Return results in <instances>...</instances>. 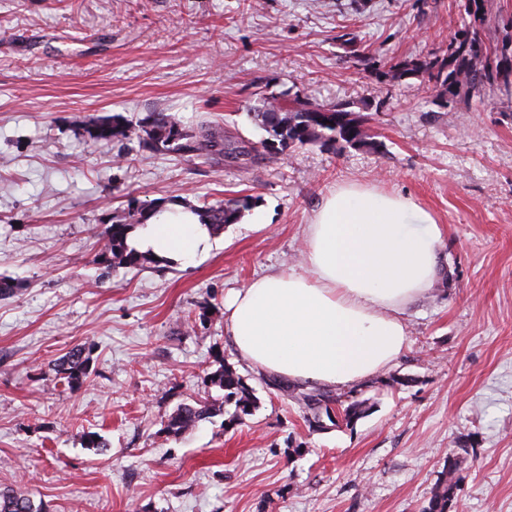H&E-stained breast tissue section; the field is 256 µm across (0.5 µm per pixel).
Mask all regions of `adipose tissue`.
Segmentation results:
<instances>
[{
    "label": "adipose tissue",
    "instance_id": "ef3b65f1",
    "mask_svg": "<svg viewBox=\"0 0 512 512\" xmlns=\"http://www.w3.org/2000/svg\"><path fill=\"white\" fill-rule=\"evenodd\" d=\"M199 214L167 202L131 239L170 259L206 252ZM443 231L411 197L349 183L324 197L305 229L304 269L252 278L224 301V330L263 372L306 385H354L407 345L405 314L442 264Z\"/></svg>",
    "mask_w": 512,
    "mask_h": 512
}]
</instances>
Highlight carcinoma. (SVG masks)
<instances>
[{"label":"carcinoma","instance_id":"carcinoma-1","mask_svg":"<svg viewBox=\"0 0 512 512\" xmlns=\"http://www.w3.org/2000/svg\"><path fill=\"white\" fill-rule=\"evenodd\" d=\"M487 0H459L461 24L448 42V53L442 60L415 58L392 63L382 58H371L369 63L379 77L390 82L419 78L434 99L443 106H451L461 96H473L484 88L496 89L512 99V19L504 23L509 33L501 41L485 45L479 36L486 22ZM250 118L268 137L261 141L263 153L274 157L293 146L314 145L330 149L343 142L356 148H376L377 142L365 120L344 104L313 105L298 97L287 101L278 97H263L253 107ZM86 132L97 141L137 138L139 147L152 154L175 152L182 156H195L203 150L221 153L223 143L218 133L206 134L189 130L182 120L171 114H160L141 125L133 124L121 115L83 122ZM252 206L251 198H230L216 205L205 204L198 211L205 225L218 233L228 224L238 222ZM151 210H140L139 217L118 219L105 227L100 235V256L112 255V264L137 266L143 256L129 248L127 239L137 224L144 223ZM88 357L81 346L74 347L54 365L56 376L74 388L87 377ZM215 385L224 390V402L235 405L233 415L224 420V429L234 426L242 417L252 414L256 399L251 389L228 365L223 364L213 375ZM306 413L312 427L321 426V415L330 414L332 407L341 411L350 422L366 413L367 400L353 395L341 397L327 392L303 393L292 396ZM217 412L216 404L196 401L183 404L174 412L167 424L173 436H180L196 424ZM461 478L458 463L448 459L441 472L436 491L422 512H450L458 501ZM0 512H42L27 496L11 489H0Z\"/></svg>","mask_w":512,"mask_h":512}]
</instances>
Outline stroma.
Returning a JSON list of instances; mask_svg holds the SVG:
<instances>
[{"label": "stroma", "instance_id": "35a3bbf8", "mask_svg": "<svg viewBox=\"0 0 512 512\" xmlns=\"http://www.w3.org/2000/svg\"><path fill=\"white\" fill-rule=\"evenodd\" d=\"M459 23L458 0H0L1 489L45 512H422L455 454L452 512H512V100L448 108L365 64L443 57ZM296 94L353 103L377 148L256 155L250 108ZM160 113L238 155H152L79 125ZM353 181L443 224V269L402 355L358 384L367 412L313 429L235 351L224 300L299 268L322 198ZM176 195L254 205L191 261L99 258L105 226ZM77 345L71 389L53 365ZM226 363L256 410L168 434L180 405L222 400Z\"/></svg>", "mask_w": 512, "mask_h": 512}]
</instances>
